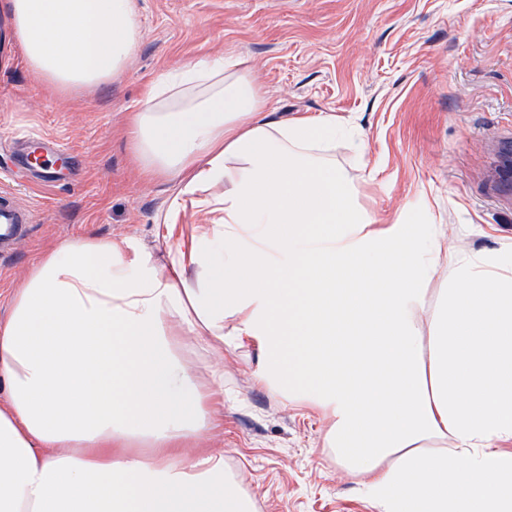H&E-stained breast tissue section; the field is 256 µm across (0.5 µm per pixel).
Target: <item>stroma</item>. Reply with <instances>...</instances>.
I'll return each instance as SVG.
<instances>
[{"mask_svg":"<svg viewBox=\"0 0 512 512\" xmlns=\"http://www.w3.org/2000/svg\"><path fill=\"white\" fill-rule=\"evenodd\" d=\"M142 37L127 70L62 97L34 79L0 15V188L29 211L0 251V319L44 248L94 235L156 245L168 191L141 181L121 133L164 70L244 60L273 118L327 112L357 129L329 153L386 221L404 205L475 250L512 243V0H138ZM66 147L39 185L24 142ZM255 350L224 354V423L201 447L223 454L257 512H379L323 448L318 414L257 385Z\"/></svg>","mask_w":512,"mask_h":512,"instance_id":"obj_1","label":"stroma"}]
</instances>
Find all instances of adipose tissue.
<instances>
[{"mask_svg":"<svg viewBox=\"0 0 512 512\" xmlns=\"http://www.w3.org/2000/svg\"><path fill=\"white\" fill-rule=\"evenodd\" d=\"M62 95L121 74L137 0H0ZM329 113L271 119L242 60L161 72L125 118L168 184L165 256L131 238L47 249L0 322V512H256L223 455L224 373L181 353L255 347L257 384L328 423L380 512H512V244L383 223L324 153ZM201 215L182 224L186 208ZM448 285L431 295L434 277Z\"/></svg>","mask_w":512,"mask_h":512,"instance_id":"obj_1","label":"adipose tissue"}]
</instances>
